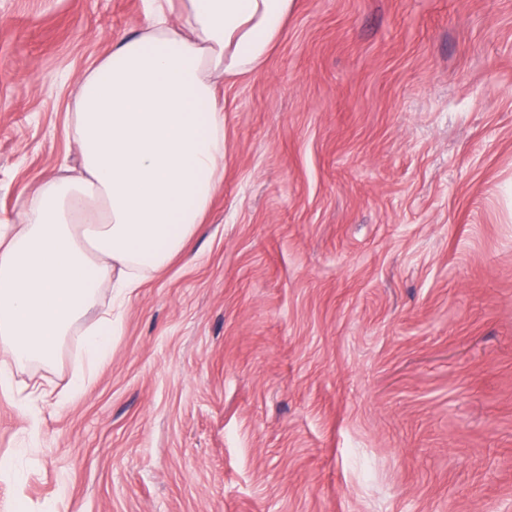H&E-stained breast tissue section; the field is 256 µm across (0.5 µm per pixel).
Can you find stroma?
I'll return each instance as SVG.
<instances>
[{
  "mask_svg": "<svg viewBox=\"0 0 512 512\" xmlns=\"http://www.w3.org/2000/svg\"><path fill=\"white\" fill-rule=\"evenodd\" d=\"M143 0H0V224L77 167L68 91ZM224 185L29 420L23 512H512V0H295L226 81ZM111 343L112 308L83 333L85 366L74 375L66 394L59 395L61 398L58 403H63L65 399L78 396L85 389L96 370L108 359Z\"/></svg>",
  "mask_w": 512,
  "mask_h": 512,
  "instance_id": "obj_1",
  "label": "stroma"
}]
</instances>
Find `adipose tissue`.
<instances>
[{
    "mask_svg": "<svg viewBox=\"0 0 512 512\" xmlns=\"http://www.w3.org/2000/svg\"><path fill=\"white\" fill-rule=\"evenodd\" d=\"M147 21L71 89L74 175L47 176L0 225V389L53 364L103 288L129 294L196 235L224 180L220 80L254 73L294 0H143ZM112 316L83 334L78 396L108 359Z\"/></svg>",
    "mask_w": 512,
    "mask_h": 512,
    "instance_id": "1",
    "label": "adipose tissue"
}]
</instances>
